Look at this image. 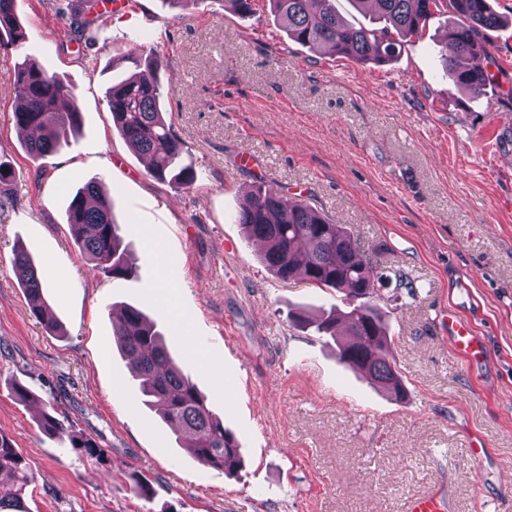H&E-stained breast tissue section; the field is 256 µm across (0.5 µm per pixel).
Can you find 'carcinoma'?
Returning <instances> with one entry per match:
<instances>
[{
	"instance_id": "carcinoma-1",
	"label": "carcinoma",
	"mask_w": 512,
	"mask_h": 512,
	"mask_svg": "<svg viewBox=\"0 0 512 512\" xmlns=\"http://www.w3.org/2000/svg\"><path fill=\"white\" fill-rule=\"evenodd\" d=\"M288 36L305 45H327L362 62H387L401 51V39L419 33L432 9L444 4L459 17L448 30L453 54L448 71L465 89L481 94L491 84L488 69L469 65L477 56H490L481 31L499 26L501 17L490 0H354L370 4L386 21L382 28L344 22L335 0H272ZM99 18H74L79 41L91 43ZM25 39L15 15V0H0V51ZM164 60L150 53L143 68L112 85L109 107L112 122L131 150L150 159V172L159 180L189 186L196 180L192 167L182 164L183 145L160 110L158 72ZM22 109L13 112L14 124L29 131L27 153L43 159L68 142L79 129V113L64 112L62 100L71 91L38 65L24 61L17 72ZM248 239L261 243L268 269L286 281L301 273L309 284L344 295L346 310L321 318L320 334L336 336L342 322L346 338L338 341L340 362L403 400L407 396L400 368L390 350L386 323L374 300L391 281L414 292L412 282L399 270L385 265L377 252L361 248L359 239L342 224H333L315 207L278 190L259 186L244 197L236 215ZM68 223L84 258L104 275L125 279L133 271V258L119 235L112 196L99 194L89 182L72 197ZM15 277L23 288L31 314L45 329L63 335L51 312L44 285L30 255L22 248L13 258ZM113 336L126 359L143 403L158 411L176 435L183 436L189 453L204 466L235 472L242 463L235 435L207 396L186 375L165 345L164 336L138 308L125 306L113 323ZM70 447L98 455L96 441L80 431L70 434ZM34 474L12 440L0 433V512H20Z\"/></svg>"
}]
</instances>
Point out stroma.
Wrapping results in <instances>:
<instances>
[{
    "label": "stroma",
    "instance_id": "obj_1",
    "mask_svg": "<svg viewBox=\"0 0 512 512\" xmlns=\"http://www.w3.org/2000/svg\"><path fill=\"white\" fill-rule=\"evenodd\" d=\"M491 4L503 18L481 33L494 80L473 95L445 68V9L376 65L288 37L271 0L245 16L228 0H16L27 39L0 51V161L12 172L0 209V432L35 476L25 512H404L429 493L449 512H512V0ZM76 14L102 16L94 45L79 43ZM151 49L167 62L160 108L197 174L189 186L152 177L112 123L110 87ZM27 59L69 87L80 114L79 133L44 160L12 119ZM91 181L112 195L130 279L94 270L68 225ZM259 185L317 207L364 250L382 247L413 281L415 295L379 302L405 401L340 363L331 337L295 325L342 301L263 266L235 221ZM160 245L176 260L166 306L147 292ZM20 246L63 335L28 308L12 268ZM126 304L223 414L241 448L236 474L200 466L141 404L112 336ZM448 312L469 322L481 360L454 350ZM16 381L34 401L15 396ZM51 409L101 458L47 435L39 419ZM133 473L151 500L135 495Z\"/></svg>",
    "mask_w": 512,
    "mask_h": 512
}]
</instances>
